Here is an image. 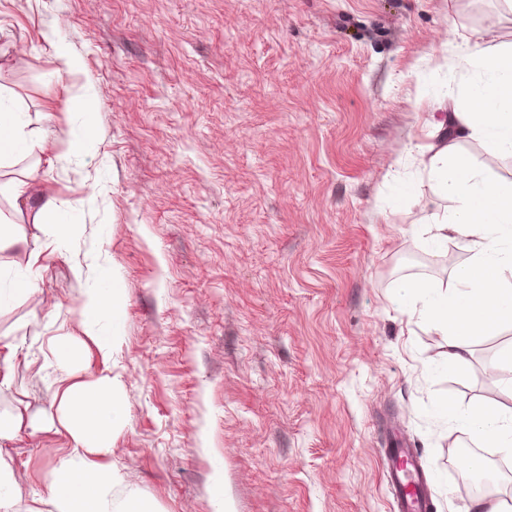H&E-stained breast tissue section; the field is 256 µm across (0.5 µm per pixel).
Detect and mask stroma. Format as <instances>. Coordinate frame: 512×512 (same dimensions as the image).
I'll return each instance as SVG.
<instances>
[{"mask_svg":"<svg viewBox=\"0 0 512 512\" xmlns=\"http://www.w3.org/2000/svg\"><path fill=\"white\" fill-rule=\"evenodd\" d=\"M80 57L95 118L83 149L43 34ZM512 42L500 0H0V92L44 136L10 169L57 199L64 246L11 217L38 290L0 309V409L20 415L0 458L12 512H49L47 471L67 433L30 420L68 385L108 375L124 420L102 465L153 512H392L380 450L417 449L434 512H474L467 434L437 399L512 407L489 377L512 328L457 372L448 342L404 308L408 277L449 281L463 242L435 252L421 222L449 202L422 172L442 106L465 101L451 68L481 38ZM94 261L77 279L76 263ZM121 296L111 354L52 367L83 333L85 293ZM20 338L16 351L7 344ZM82 346L75 339H67L65 343L55 352L57 370L69 375L80 364V352ZM16 480L13 469L0 459V509L4 512L10 510Z\"/></svg>","mask_w":512,"mask_h":512,"instance_id":"obj_1","label":"stroma"}]
</instances>
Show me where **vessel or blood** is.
I'll return each instance as SVG.
<instances>
[{
    "label": "vessel or blood",
    "mask_w": 512,
    "mask_h": 512,
    "mask_svg": "<svg viewBox=\"0 0 512 512\" xmlns=\"http://www.w3.org/2000/svg\"><path fill=\"white\" fill-rule=\"evenodd\" d=\"M385 478L398 512H423L427 502V482L420 469L416 449L400 444L383 450Z\"/></svg>",
    "instance_id": "1"
}]
</instances>
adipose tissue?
<instances>
[{"instance_id": "obj_1", "label": "adipose tissue", "mask_w": 512, "mask_h": 512, "mask_svg": "<svg viewBox=\"0 0 512 512\" xmlns=\"http://www.w3.org/2000/svg\"><path fill=\"white\" fill-rule=\"evenodd\" d=\"M463 60L477 72L469 102L451 103L432 123L430 135L437 143L425 167L451 207L423 224L422 232L437 249L455 240L466 242L470 257L449 283L414 278L398 287L408 309L420 310L431 329L447 336L446 363L453 370L465 366L474 346L495 329L512 325V182L491 180L454 150L455 142L479 140L512 156V43L484 40ZM41 138V131L26 130L14 101L0 97V167L32 156ZM0 198L15 211H33L35 220L63 234L57 201L34 195L27 181H0ZM117 300L115 289L99 287L85 294L81 309L86 336L106 354L112 350V334L97 324ZM447 414L454 427L512 457L511 407L453 406ZM122 420L113 381L103 376L66 387L55 408L32 421V431L59 426L73 442L70 454L47 475L53 512H113L109 493L118 477L94 458L109 451L112 431Z\"/></svg>"}]
</instances>
